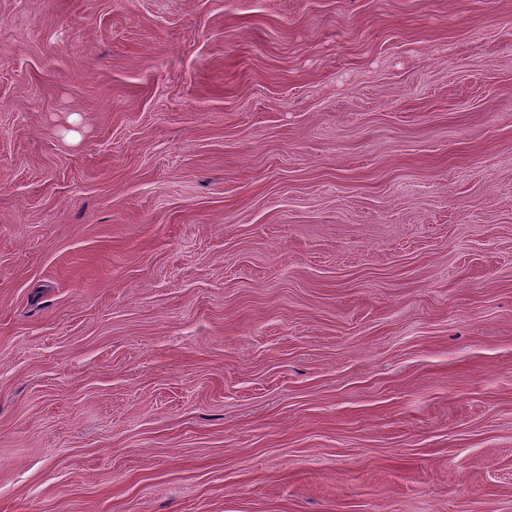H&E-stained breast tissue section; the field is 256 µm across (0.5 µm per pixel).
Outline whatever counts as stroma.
Returning <instances> with one entry per match:
<instances>
[{
  "label": "stroma",
  "instance_id": "obj_1",
  "mask_svg": "<svg viewBox=\"0 0 512 512\" xmlns=\"http://www.w3.org/2000/svg\"><path fill=\"white\" fill-rule=\"evenodd\" d=\"M0 512H512V0H0Z\"/></svg>",
  "mask_w": 512,
  "mask_h": 512
}]
</instances>
